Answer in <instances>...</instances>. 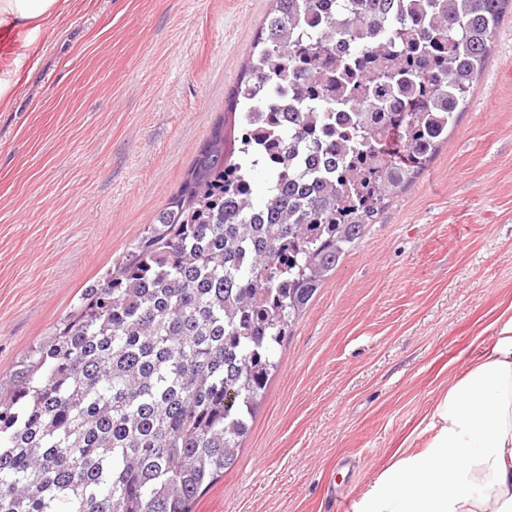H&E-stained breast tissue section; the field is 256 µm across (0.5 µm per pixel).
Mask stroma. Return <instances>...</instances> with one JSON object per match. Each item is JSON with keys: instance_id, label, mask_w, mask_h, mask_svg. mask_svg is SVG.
Returning <instances> with one entry per match:
<instances>
[{"instance_id": "obj_1", "label": "stroma", "mask_w": 512, "mask_h": 512, "mask_svg": "<svg viewBox=\"0 0 512 512\" xmlns=\"http://www.w3.org/2000/svg\"><path fill=\"white\" fill-rule=\"evenodd\" d=\"M269 0H82L0 30V373L139 239L223 115ZM512 318V13L458 123L293 325L194 512H351Z\"/></svg>"}]
</instances>
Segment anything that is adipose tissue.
<instances>
[{
	"mask_svg": "<svg viewBox=\"0 0 512 512\" xmlns=\"http://www.w3.org/2000/svg\"><path fill=\"white\" fill-rule=\"evenodd\" d=\"M75 0H0V29L55 28ZM424 448L396 453L352 512H512V318L425 419Z\"/></svg>",
	"mask_w": 512,
	"mask_h": 512,
	"instance_id": "adipose-tissue-1",
	"label": "adipose tissue"
}]
</instances>
